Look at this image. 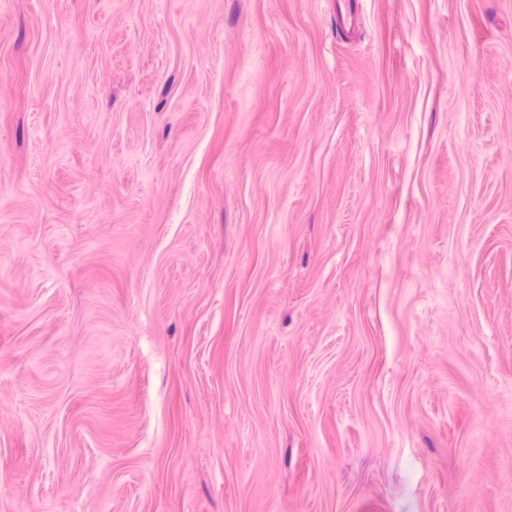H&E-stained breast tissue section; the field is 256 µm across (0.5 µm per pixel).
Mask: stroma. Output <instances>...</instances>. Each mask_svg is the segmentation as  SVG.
Here are the masks:
<instances>
[{
	"instance_id": "obj_1",
	"label": "stroma",
	"mask_w": 512,
	"mask_h": 512,
	"mask_svg": "<svg viewBox=\"0 0 512 512\" xmlns=\"http://www.w3.org/2000/svg\"><path fill=\"white\" fill-rule=\"evenodd\" d=\"M0 512H512V0H0Z\"/></svg>"
}]
</instances>
